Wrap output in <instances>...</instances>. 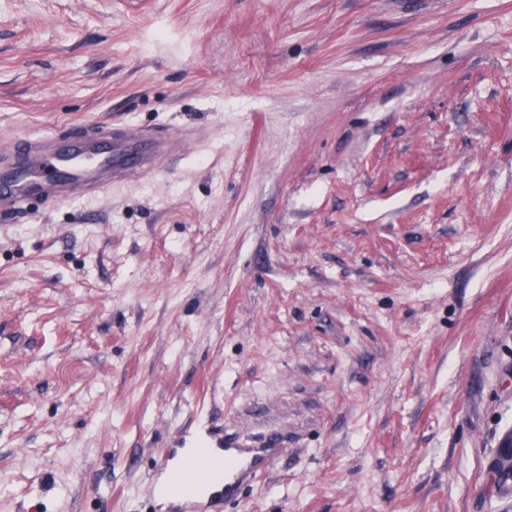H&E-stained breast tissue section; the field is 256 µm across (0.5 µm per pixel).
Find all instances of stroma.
I'll return each mask as SVG.
<instances>
[{
  "label": "stroma",
  "instance_id": "obj_1",
  "mask_svg": "<svg viewBox=\"0 0 512 512\" xmlns=\"http://www.w3.org/2000/svg\"><path fill=\"white\" fill-rule=\"evenodd\" d=\"M197 135L0 213V512H512V0H0V150ZM210 444L208 448H181V469L191 472L190 468L197 458L198 449H202L208 455L209 462L215 459L224 460V478H214L206 470L186 490L178 491L177 497L186 499L189 508L205 506L214 510H203L223 512L224 502L231 498L236 491L247 483L256 473L265 470L275 456L281 452V448H218ZM224 486L222 491L217 488ZM205 491L201 492L200 489Z\"/></svg>",
  "mask_w": 512,
  "mask_h": 512
}]
</instances>
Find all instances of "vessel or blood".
Masks as SVG:
<instances>
[{"label": "vessel or blood", "instance_id": "obj_1", "mask_svg": "<svg viewBox=\"0 0 512 512\" xmlns=\"http://www.w3.org/2000/svg\"><path fill=\"white\" fill-rule=\"evenodd\" d=\"M186 143L183 136L105 124L91 126L79 136L55 132L16 139L12 148L0 152V213L25 212L34 199L49 208L77 191L92 196L112 185L153 175ZM206 453L209 459L223 460V477L202 474L179 496L189 507L223 512L226 498L265 470L278 451L211 446Z\"/></svg>", "mask_w": 512, "mask_h": 512}]
</instances>
